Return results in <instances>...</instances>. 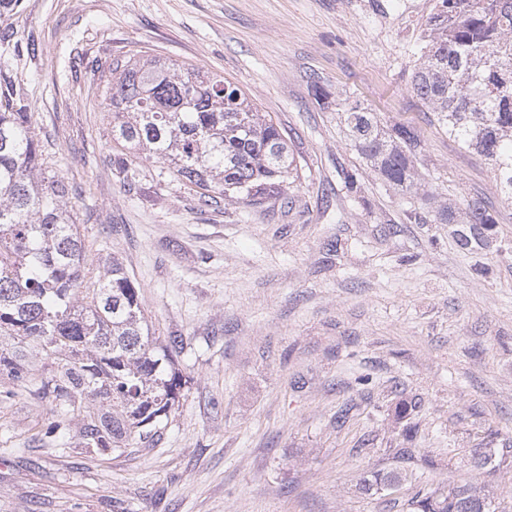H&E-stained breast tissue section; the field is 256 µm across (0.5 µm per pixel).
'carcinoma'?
<instances>
[{
	"instance_id": "1",
	"label": "carcinoma",
	"mask_w": 512,
	"mask_h": 512,
	"mask_svg": "<svg viewBox=\"0 0 512 512\" xmlns=\"http://www.w3.org/2000/svg\"><path fill=\"white\" fill-rule=\"evenodd\" d=\"M21 0H0V48L18 51L11 18ZM411 91L461 147L484 160L512 199V0H436L418 44ZM109 135L123 151L121 172L145 158L200 189L205 205L218 198L257 203L288 199L301 166L271 116L213 72L160 55L115 61L100 72ZM341 117L357 153L410 207L427 205L415 168L421 140L404 124L346 105ZM435 224H466L459 244H488L496 223L472 199L431 211ZM183 338L151 332L139 288L117 258L97 259L75 224L72 189L49 170L30 120V104L0 71V377L7 401L29 390L34 356L43 371L38 397L48 434L80 420L79 445L103 455L162 440L186 380L174 353ZM397 471L363 479L367 492L399 485ZM408 512H492L483 488L461 482L417 493Z\"/></svg>"
}]
</instances>
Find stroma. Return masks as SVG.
Instances as JSON below:
<instances>
[{"label": "stroma", "instance_id": "stroma-1", "mask_svg": "<svg viewBox=\"0 0 512 512\" xmlns=\"http://www.w3.org/2000/svg\"><path fill=\"white\" fill-rule=\"evenodd\" d=\"M435 2L22 0L36 51L16 81L46 161L90 259L118 257L152 332L183 336L187 383L157 447L105 456L38 433L34 394L0 405V512H407L421 486L470 481L512 512V467L470 462L512 448V201L410 90ZM147 55L223 75L278 123L302 167L292 205L202 206L145 160L124 188L94 71ZM340 99L413 126L426 192L482 198L489 246L411 213L359 159ZM391 470L398 488L363 490Z\"/></svg>", "mask_w": 512, "mask_h": 512}]
</instances>
